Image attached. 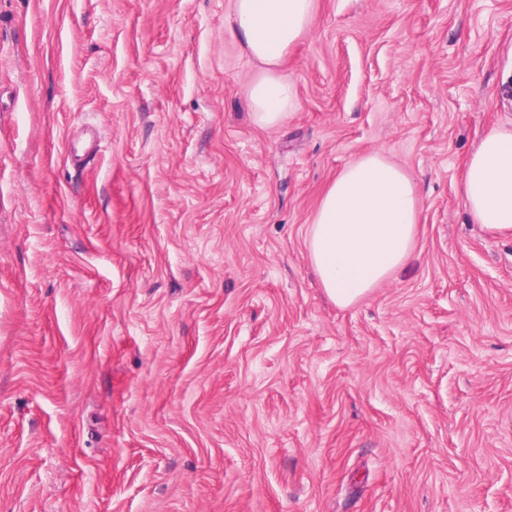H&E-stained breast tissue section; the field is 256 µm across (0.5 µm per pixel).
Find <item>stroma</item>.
Instances as JSON below:
<instances>
[{
    "instance_id": "1",
    "label": "stroma",
    "mask_w": 512,
    "mask_h": 512,
    "mask_svg": "<svg viewBox=\"0 0 512 512\" xmlns=\"http://www.w3.org/2000/svg\"><path fill=\"white\" fill-rule=\"evenodd\" d=\"M229 0H0V512H512V0H317L255 125ZM420 197L340 308L307 224L359 155ZM461 189L475 224L489 233L512 232V124L482 138L467 159Z\"/></svg>"
}]
</instances>
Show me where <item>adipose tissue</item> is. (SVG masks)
<instances>
[{
	"mask_svg": "<svg viewBox=\"0 0 512 512\" xmlns=\"http://www.w3.org/2000/svg\"><path fill=\"white\" fill-rule=\"evenodd\" d=\"M316 0H230L231 29L259 65L248 86L255 124L275 127L299 108L282 73L311 27ZM462 193L474 223L512 232V126L492 129L468 157ZM420 222L413 179L374 151L347 164L327 187L306 231L309 261L327 296L350 307L408 263Z\"/></svg>",
	"mask_w": 512,
	"mask_h": 512,
	"instance_id": "ef3b65f1",
	"label": "adipose tissue"
}]
</instances>
